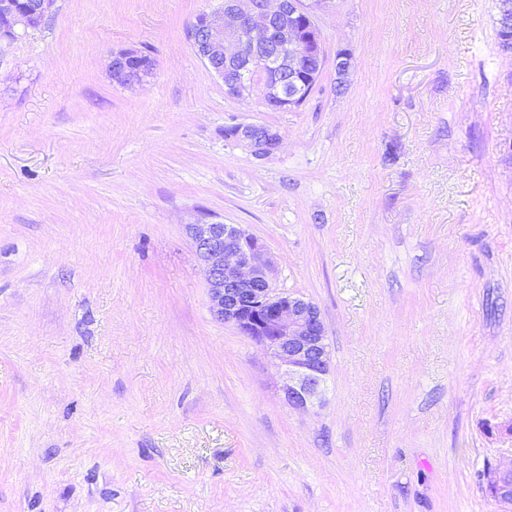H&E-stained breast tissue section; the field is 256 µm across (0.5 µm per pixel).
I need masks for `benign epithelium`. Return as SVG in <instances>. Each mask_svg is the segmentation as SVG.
<instances>
[{
    "mask_svg": "<svg viewBox=\"0 0 512 512\" xmlns=\"http://www.w3.org/2000/svg\"><path fill=\"white\" fill-rule=\"evenodd\" d=\"M335 0H224L220 9L205 12L193 26L194 45L205 65L224 81V93L239 97L250 90L246 76L257 65L276 79L264 86L267 107L291 111L300 107L314 87L315 71L323 68L318 14ZM49 0H0V39L43 20ZM499 28L512 32V0H499ZM140 54L127 50L112 56V80L140 83L153 74ZM227 137L243 142L258 158L272 155L282 136L271 126L237 123ZM197 260L205 271L210 311L250 337L285 376L282 390L288 404L305 410L322 395L330 368L325 324L311 300L273 288V271L264 245L236 224H189ZM486 492L512 506V461L489 464L483 474Z\"/></svg>",
    "mask_w": 512,
    "mask_h": 512,
    "instance_id": "7a95c632",
    "label": "benign epithelium"
}]
</instances>
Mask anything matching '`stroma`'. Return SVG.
<instances>
[{
    "instance_id": "stroma-1",
    "label": "stroma",
    "mask_w": 512,
    "mask_h": 512,
    "mask_svg": "<svg viewBox=\"0 0 512 512\" xmlns=\"http://www.w3.org/2000/svg\"><path fill=\"white\" fill-rule=\"evenodd\" d=\"M219 2L54 0L0 41V512H505L481 480L512 460L497 0H338L293 112L200 60ZM124 50L152 76L114 82ZM239 122L279 151L225 138ZM205 215L319 306L321 407L212 317ZM227 137L246 143L257 158L272 155L279 148L282 136L271 126L257 123H237L227 128Z\"/></svg>"
}]
</instances>
